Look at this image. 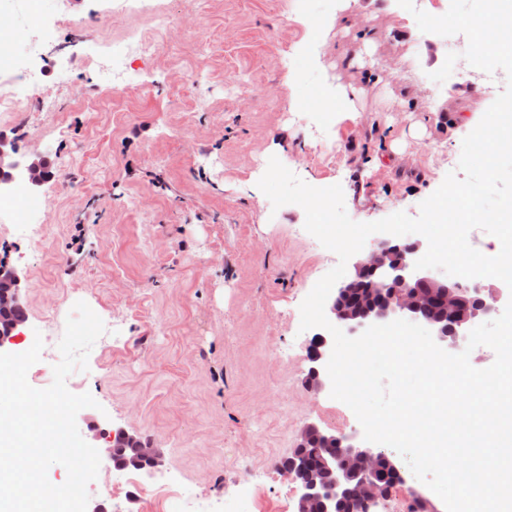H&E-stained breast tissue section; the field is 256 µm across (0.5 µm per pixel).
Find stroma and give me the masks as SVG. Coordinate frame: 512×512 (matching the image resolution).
I'll return each mask as SVG.
<instances>
[{
  "instance_id": "obj_1",
  "label": "stroma",
  "mask_w": 512,
  "mask_h": 512,
  "mask_svg": "<svg viewBox=\"0 0 512 512\" xmlns=\"http://www.w3.org/2000/svg\"><path fill=\"white\" fill-rule=\"evenodd\" d=\"M113 0H13L0 19L22 66L38 72L0 133L45 155L52 176L0 220V262L25 275L27 319L9 354L42 337L27 373L53 382L76 302L103 321L88 368L82 438L137 434L164 454L148 472L104 464L87 486L106 512H294V485L268 474L313 424L362 437L353 411L305 384L300 305L337 255L295 204L273 208L258 157L315 187L341 185L357 222L420 204L457 171L470 118L494 102L472 82L461 35L420 31L398 0H165L156 53L113 69L114 43L153 34ZM84 30L59 25L60 12ZM39 24H32V17ZM458 56L442 83L430 74ZM377 61L389 77L368 81ZM362 90L353 104L337 85ZM50 99L55 111H41ZM424 122L425 134L410 128ZM393 167L375 166L377 156ZM82 232L81 250L70 248Z\"/></svg>"
}]
</instances>
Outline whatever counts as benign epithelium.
Here are the masks:
<instances>
[{
    "mask_svg": "<svg viewBox=\"0 0 512 512\" xmlns=\"http://www.w3.org/2000/svg\"><path fill=\"white\" fill-rule=\"evenodd\" d=\"M50 176L45 156H19L14 141L0 133V188L21 177L35 191ZM422 248L419 241L386 239L377 243L355 261L354 275L334 289L326 304L327 315L355 337L373 324L408 319L425 325L441 348H459L467 340L472 320L496 313L497 306L487 300L480 286L450 279L437 270L415 269ZM23 280L17 268L0 267V349L25 323L14 318L25 308ZM431 308L438 312L437 317L424 316ZM332 347L333 338L319 334L308 348L307 382L316 392L330 385L324 365ZM313 439L320 442L324 453L314 459L297 454L292 465L283 470L296 484L294 512H335L336 500L348 493L355 494L365 512H373L388 497L392 485L403 482L401 469L389 457L393 484L385 483L376 473V462L384 453L363 442L355 443L350 437L325 433L309 424L301 431L296 447L304 448ZM108 443L109 453L115 447L133 449L131 465L138 469L152 470L163 464L160 449L123 429L113 432Z\"/></svg>",
    "mask_w": 512,
    "mask_h": 512,
    "instance_id": "benign-epithelium-1",
    "label": "benign epithelium"
}]
</instances>
